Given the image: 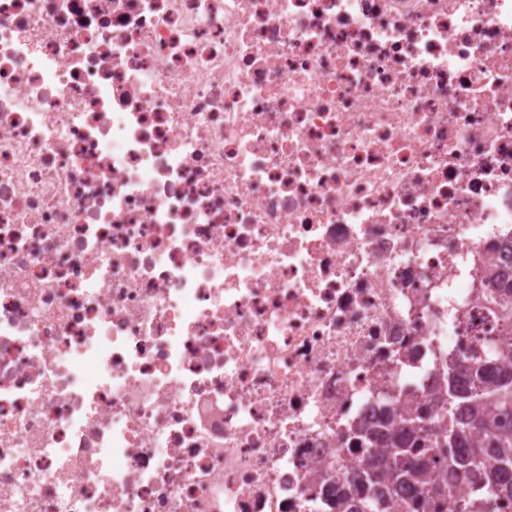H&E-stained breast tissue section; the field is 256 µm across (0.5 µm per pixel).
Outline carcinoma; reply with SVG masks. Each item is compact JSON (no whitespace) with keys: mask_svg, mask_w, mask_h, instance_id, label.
Segmentation results:
<instances>
[{"mask_svg":"<svg viewBox=\"0 0 512 512\" xmlns=\"http://www.w3.org/2000/svg\"><path fill=\"white\" fill-rule=\"evenodd\" d=\"M486 309L499 332L512 334V304L497 300L496 293L486 299ZM476 383L459 392L448 386L440 395L441 406L430 420L414 415L402 419L387 417L394 428L390 448L381 456L380 468L365 465L354 473L353 482L336 489L337 496L362 494L356 512H393V484L409 483L421 489L407 504L409 512H443L444 503L434 498L436 486L427 480L425 462L448 455L474 434L488 437L485 444L471 449L466 459H452L453 465L478 476L475 497L458 499L453 512H498L503 495L501 476L512 471V362L496 358L491 339L483 336L468 355Z\"/></svg>","mask_w":512,"mask_h":512,"instance_id":"obj_1","label":"carcinoma"}]
</instances>
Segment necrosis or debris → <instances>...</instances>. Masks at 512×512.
Listing matches in <instances>:
<instances>
[{"label": "necrosis or debris", "mask_w": 512, "mask_h": 512, "mask_svg": "<svg viewBox=\"0 0 512 512\" xmlns=\"http://www.w3.org/2000/svg\"><path fill=\"white\" fill-rule=\"evenodd\" d=\"M495 272L512 0H0V512H346Z\"/></svg>", "instance_id": "1"}]
</instances>
